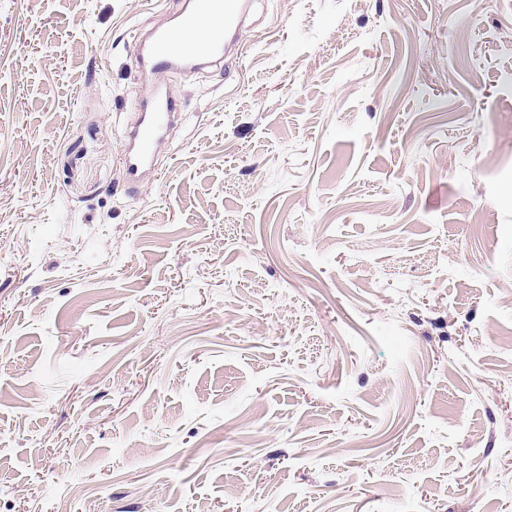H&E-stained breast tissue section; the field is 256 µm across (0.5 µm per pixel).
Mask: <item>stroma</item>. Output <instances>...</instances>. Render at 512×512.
<instances>
[{
    "mask_svg": "<svg viewBox=\"0 0 512 512\" xmlns=\"http://www.w3.org/2000/svg\"><path fill=\"white\" fill-rule=\"evenodd\" d=\"M182 7L0 0V512H512V0H256L130 186ZM133 108L137 112L136 120L123 131L119 155L123 179L130 185L153 169L169 129L183 114L179 101L163 93L159 86L151 96L135 98Z\"/></svg>",
    "mask_w": 512,
    "mask_h": 512,
    "instance_id": "1",
    "label": "stroma"
}]
</instances>
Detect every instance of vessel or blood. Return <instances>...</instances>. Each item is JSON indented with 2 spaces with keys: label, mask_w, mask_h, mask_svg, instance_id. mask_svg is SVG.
<instances>
[{
  "label": "vessel or blood",
  "mask_w": 512,
  "mask_h": 512,
  "mask_svg": "<svg viewBox=\"0 0 512 512\" xmlns=\"http://www.w3.org/2000/svg\"><path fill=\"white\" fill-rule=\"evenodd\" d=\"M251 0H187L174 23L136 33L133 52L154 75L220 64L237 52ZM136 120L122 135L119 165L127 184L137 183L153 168L169 129L182 117L177 99L162 91L137 97Z\"/></svg>",
  "instance_id": "1"
}]
</instances>
